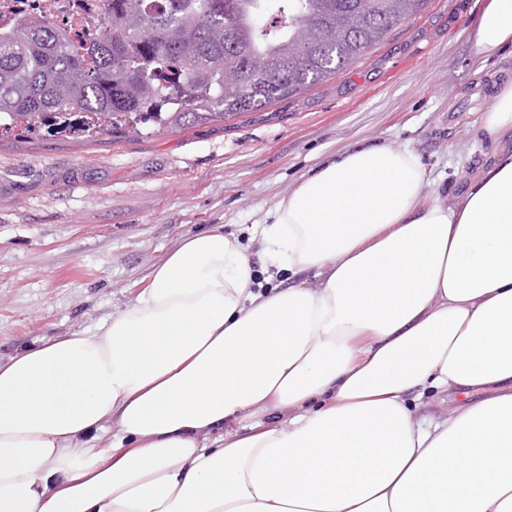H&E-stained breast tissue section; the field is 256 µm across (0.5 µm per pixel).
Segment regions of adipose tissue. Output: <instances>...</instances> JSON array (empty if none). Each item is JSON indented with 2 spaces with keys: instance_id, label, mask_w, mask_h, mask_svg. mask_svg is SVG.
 I'll use <instances>...</instances> for the list:
<instances>
[{
  "instance_id": "1",
  "label": "adipose tissue",
  "mask_w": 512,
  "mask_h": 512,
  "mask_svg": "<svg viewBox=\"0 0 512 512\" xmlns=\"http://www.w3.org/2000/svg\"><path fill=\"white\" fill-rule=\"evenodd\" d=\"M510 45L485 0L479 55ZM429 184L347 151L262 229L288 286L218 226L99 334L0 363V512H512V151L453 203Z\"/></svg>"
}]
</instances>
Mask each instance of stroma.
Returning <instances> with one entry per match:
<instances>
[{
  "label": "stroma",
  "mask_w": 512,
  "mask_h": 512,
  "mask_svg": "<svg viewBox=\"0 0 512 512\" xmlns=\"http://www.w3.org/2000/svg\"><path fill=\"white\" fill-rule=\"evenodd\" d=\"M483 0H430L347 70L271 105L121 140L35 131L0 137V360L74 332L97 334L184 237L223 226L264 272L257 225L332 156L368 144L417 152L427 188L460 196L512 136L489 138L486 75L512 71V47L480 59Z\"/></svg>",
  "instance_id": "obj_1"
}]
</instances>
